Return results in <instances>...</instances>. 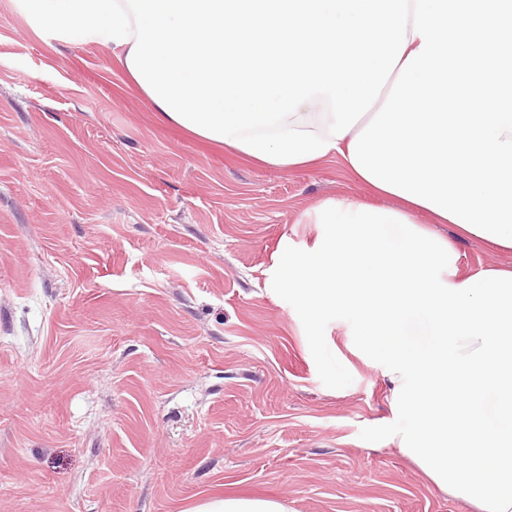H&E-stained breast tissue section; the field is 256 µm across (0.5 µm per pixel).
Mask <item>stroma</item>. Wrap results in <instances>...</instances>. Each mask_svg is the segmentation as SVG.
<instances>
[{"label":"stroma","mask_w":512,"mask_h":512,"mask_svg":"<svg viewBox=\"0 0 512 512\" xmlns=\"http://www.w3.org/2000/svg\"><path fill=\"white\" fill-rule=\"evenodd\" d=\"M368 196L339 159L283 170L159 122L112 51L0 0V512H477L400 448L356 321L286 283L318 203ZM438 230L460 273L512 267ZM185 512H286V509L271 499L211 494Z\"/></svg>","instance_id":"1"}]
</instances>
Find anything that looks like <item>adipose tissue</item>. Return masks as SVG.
I'll return each mask as SVG.
<instances>
[{"label":"adipose tissue","mask_w":512,"mask_h":512,"mask_svg":"<svg viewBox=\"0 0 512 512\" xmlns=\"http://www.w3.org/2000/svg\"><path fill=\"white\" fill-rule=\"evenodd\" d=\"M42 39L106 46L161 120L282 169L340 157L368 201L289 280L360 319L397 384L403 451L479 512H512V268L459 275L436 225L512 251V0H15ZM382 197L400 207L379 205ZM190 512H286L211 494Z\"/></svg>","instance_id":"1"}]
</instances>
